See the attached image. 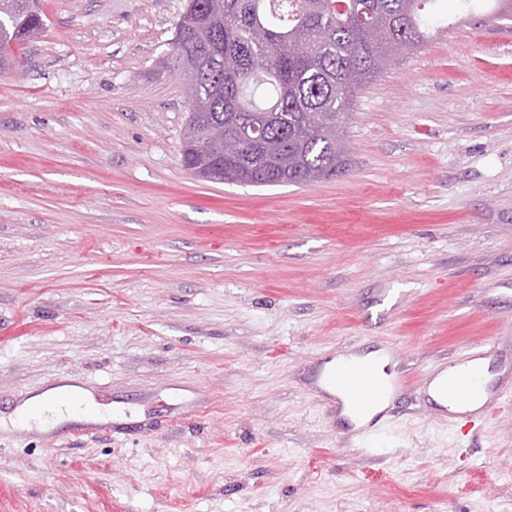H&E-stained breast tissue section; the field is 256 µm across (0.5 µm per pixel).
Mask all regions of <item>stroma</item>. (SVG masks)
<instances>
[{
    "label": "stroma",
    "instance_id": "35a3bbf8",
    "mask_svg": "<svg viewBox=\"0 0 512 512\" xmlns=\"http://www.w3.org/2000/svg\"><path fill=\"white\" fill-rule=\"evenodd\" d=\"M0 70V512H512V401L450 426L427 376L512 369V21L438 0L358 94L345 174L194 176L170 63L186 0H39ZM404 381L366 435L328 356ZM76 385L114 413L7 417ZM493 350L491 348L488 349H480V348H473L468 350L466 353L461 355L459 358L447 362V365L445 366L443 371H440V374L444 373L445 370L448 372V369L451 372V375H465L467 384L470 388V390L476 386L477 379L476 378H469L466 373L469 372L472 364L476 363L479 360H482L483 357L489 353H491Z\"/></svg>",
    "mask_w": 512,
    "mask_h": 512
}]
</instances>
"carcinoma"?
<instances>
[{
	"label": "carcinoma",
	"mask_w": 512,
	"mask_h": 512,
	"mask_svg": "<svg viewBox=\"0 0 512 512\" xmlns=\"http://www.w3.org/2000/svg\"><path fill=\"white\" fill-rule=\"evenodd\" d=\"M436 0H188L171 63L204 61L182 143L186 169L208 181L305 185L342 175L346 117L401 52L429 38L420 12ZM46 23L36 0H0V69ZM292 42L308 54H288ZM238 141L235 161L202 154L196 136Z\"/></svg>",
	"instance_id": "cac0c4a2"
}]
</instances>
